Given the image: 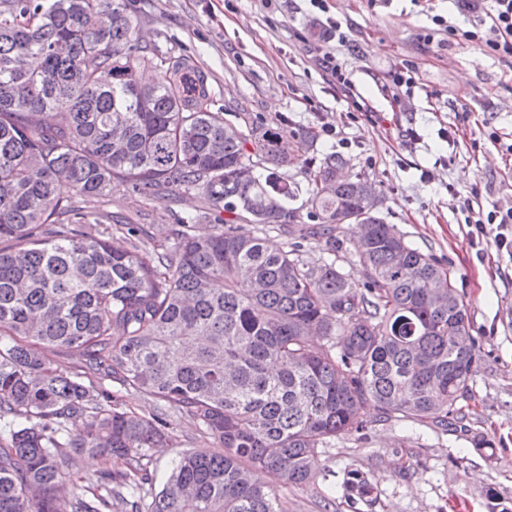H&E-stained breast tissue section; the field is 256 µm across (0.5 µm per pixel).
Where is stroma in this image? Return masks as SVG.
<instances>
[{
  "mask_svg": "<svg viewBox=\"0 0 512 512\" xmlns=\"http://www.w3.org/2000/svg\"><path fill=\"white\" fill-rule=\"evenodd\" d=\"M135 0L158 43L175 48L209 77L214 112H245L264 128L308 132L314 146L289 180L305 183V167L328 153L349 159L351 174L368 177L381 193L380 215L406 240L433 253L451 273L468 307L477 371L470 384L466 427L445 431L428 423L377 421L318 452L319 474L300 485L275 483L286 512H494L496 489L512 501V256L493 240L472 241L464 198L479 193L485 207H512V60L478 46L422 35L440 15L470 29L490 0L463 9L460 0ZM338 21L345 40L329 27ZM345 61L344 89L320 64L324 53ZM410 61L419 86L393 100L385 75ZM375 112L370 123L365 113ZM185 195L157 201L112 191L102 208L140 223L164 243L177 217L202 210ZM177 448L217 449L195 420L171 418ZM177 448L158 449L166 474ZM375 488L371 504H354L341 487L348 470Z\"/></svg>",
  "mask_w": 512,
  "mask_h": 512,
  "instance_id": "obj_1",
  "label": "stroma"
}]
</instances>
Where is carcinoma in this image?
I'll use <instances>...</instances> for the list:
<instances>
[{
	"mask_svg": "<svg viewBox=\"0 0 512 512\" xmlns=\"http://www.w3.org/2000/svg\"><path fill=\"white\" fill-rule=\"evenodd\" d=\"M147 35L131 0H0V512H284L254 471L313 479L318 449L364 430L366 405L382 421L465 420L477 357L448 269L368 207L375 183L336 180L342 155L304 190L281 179L313 142L290 152L208 111L183 55ZM118 187L206 207L152 250L123 221L116 246L96 203ZM302 190L313 262L258 235L297 222ZM341 222L363 226L358 280L336 265ZM51 349L83 364L63 373ZM129 389L149 410L126 407ZM180 412L224 451L180 449L157 492L154 449L175 445ZM85 453L105 462L93 478ZM342 487L374 493L358 470Z\"/></svg>",
	"mask_w": 512,
	"mask_h": 512,
	"instance_id": "1",
	"label": "carcinoma"
}]
</instances>
